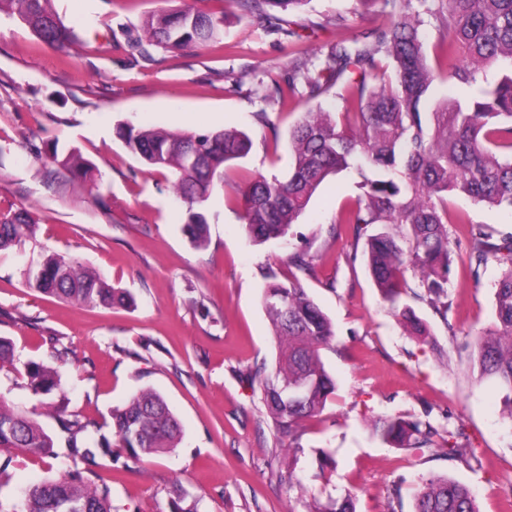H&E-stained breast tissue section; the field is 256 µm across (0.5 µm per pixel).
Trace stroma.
<instances>
[{
  "label": "stroma",
  "instance_id": "obj_1",
  "mask_svg": "<svg viewBox=\"0 0 512 512\" xmlns=\"http://www.w3.org/2000/svg\"><path fill=\"white\" fill-rule=\"evenodd\" d=\"M183 0H52L80 35L69 55L39 43L17 15L0 12V212L26 207L39 218L34 238L0 253V336L13 363L0 370V400L26 410L53 436L56 457L17 456L0 502L46 477L72 474L53 414L28 386L26 366L55 367L53 398L91 429L111 434L114 408L143 388L160 393L178 418L173 451L104 459L112 512H306L289 480L309 493L352 491L357 512H413L423 479L467 485L480 512H512V420L502 392L473 363L476 336L493 321L496 263L469 268V229L512 232V211L448 201L462 221L448 227L457 258L447 314L405 296L429 333L406 331L375 287L352 225L342 218L361 195L350 169L324 181L287 236L253 244L243 211L226 193L208 203L209 240L195 248L182 231L183 207L165 177L140 163L115 126L193 131L234 127L252 139L248 156L226 170L228 183L288 171V131L331 96L288 95L294 70L325 62L333 44L383 26L386 0H310L284 11L282 25L258 21L238 5L227 10L224 47L181 50L137 45L143 19L183 7ZM78 151L93 178L73 180L46 163L48 150ZM76 258L128 290L132 308H85L25 288L24 270L42 249ZM296 251L314 271L289 266ZM299 281L331 319L336 336L321 352L336 396L299 428L302 453L289 457L249 376L272 365L277 341L260 299L268 275ZM378 416L417 418L460 431L475 456L448 459L437 448L408 451L383 442ZM336 461L323 481L316 456Z\"/></svg>",
  "mask_w": 512,
  "mask_h": 512
}]
</instances>
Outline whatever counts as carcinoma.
<instances>
[{
    "instance_id": "cac0c4a2",
    "label": "carcinoma",
    "mask_w": 512,
    "mask_h": 512,
    "mask_svg": "<svg viewBox=\"0 0 512 512\" xmlns=\"http://www.w3.org/2000/svg\"><path fill=\"white\" fill-rule=\"evenodd\" d=\"M268 22L275 9L300 7L309 0H241ZM400 7L383 30L364 39L332 45L324 66L304 73L310 95L335 92L344 111L321 106L289 130L291 163L284 178L250 177L233 187L232 199L244 212V228L257 245L284 237L328 177L365 161L372 176L364 177L363 194L341 220L365 237L364 254L374 285L398 307L408 290L407 275L419 279L421 299L448 311V280L456 251L448 236V197L463 196L477 205L512 209V0H392ZM17 13L33 35L64 53L77 35L53 10L51 0H0V12ZM431 14L448 30L441 47L448 68L445 79L472 87L493 69L496 80L467 99L445 96L431 110L438 78L427 59L421 26ZM224 13L183 8L147 17L137 45L178 50L197 44L220 47ZM116 135L146 167L166 173L184 208L183 230L203 248L209 223L205 204L224 188V167L249 154V135L235 128L201 129L191 133L136 127L120 122ZM51 162L87 180L93 167L79 153ZM34 215L25 210L0 214V251L33 237ZM471 272L492 260L501 267L494 292V325L476 342L481 375L495 379L505 391L503 405L512 420V233L493 241L484 224L470 228ZM25 287L87 308H131L133 297L113 287L77 259L43 253L25 273ZM279 353L272 370L259 378L263 403L277 433L288 439V453L302 451L296 436L302 422L319 414L336 392L321 350L335 332L329 317L298 283L273 281L262 295ZM405 327L428 335L426 323L409 307L401 308ZM28 385L37 396L60 390L58 371L44 363L27 365ZM68 433L74 460L84 471L28 486L9 512H112L111 487L96 468L99 459L122 448L137 459L166 453L181 440V425L165 399L146 388L112 410L115 440L90 438L88 424L64 417L47 403ZM373 431L398 448H428L439 435L429 423L403 417H378ZM448 433L441 451L460 458L475 454ZM53 438L22 410L0 400V449L25 455H54ZM307 512H356V498L346 492L310 496ZM414 512H479L470 489L444 477L426 479L415 495Z\"/></svg>"
}]
</instances>
